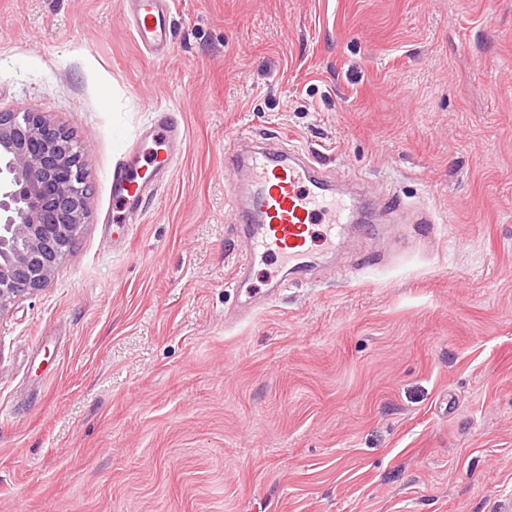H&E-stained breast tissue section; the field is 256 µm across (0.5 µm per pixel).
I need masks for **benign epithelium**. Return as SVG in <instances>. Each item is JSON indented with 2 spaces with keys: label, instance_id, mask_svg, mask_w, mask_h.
<instances>
[{
  "label": "benign epithelium",
  "instance_id": "7a95c632",
  "mask_svg": "<svg viewBox=\"0 0 512 512\" xmlns=\"http://www.w3.org/2000/svg\"><path fill=\"white\" fill-rule=\"evenodd\" d=\"M87 215L74 137L41 112H0V317L50 282Z\"/></svg>",
  "mask_w": 512,
  "mask_h": 512
}]
</instances>
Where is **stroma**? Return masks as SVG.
Returning <instances> with one entry per match:
<instances>
[{
	"label": "stroma",
	"mask_w": 512,
	"mask_h": 512,
	"mask_svg": "<svg viewBox=\"0 0 512 512\" xmlns=\"http://www.w3.org/2000/svg\"><path fill=\"white\" fill-rule=\"evenodd\" d=\"M0 0V112L80 144L89 213L0 317V512H495L512 488V0ZM183 131L136 223L111 171ZM279 136L341 185L428 209L255 261L224 145ZM134 35L150 51L170 47L172 32L168 0H131ZM148 136L162 138L167 144L175 143L181 138V129L176 125L166 112H156L153 123L148 128Z\"/></svg>",
	"instance_id": "obj_1"
}]
</instances>
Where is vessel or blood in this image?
<instances>
[{
  "mask_svg": "<svg viewBox=\"0 0 512 512\" xmlns=\"http://www.w3.org/2000/svg\"><path fill=\"white\" fill-rule=\"evenodd\" d=\"M134 35L146 49H168L172 40L168 0H131ZM150 136L175 143L181 130L167 113H156ZM225 173L245 172V186L229 195L236 224L248 235L246 251L234 275L245 287L255 258L271 260L300 277L312 271L313 227L324 225L325 237L336 236L350 212L361 209L359 195L336 191L316 161L298 152L283 153L266 142L224 151ZM142 186L127 163L117 162L112 172V195L124 203V223L139 214Z\"/></svg>",
  "mask_w": 512,
  "mask_h": 512,
  "instance_id": "1",
  "label": "vessel or blood"
}]
</instances>
